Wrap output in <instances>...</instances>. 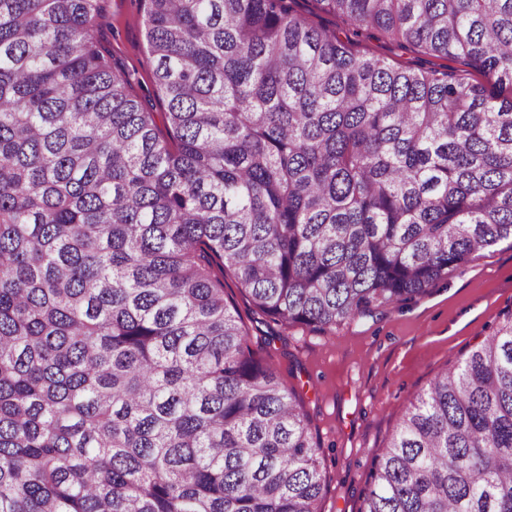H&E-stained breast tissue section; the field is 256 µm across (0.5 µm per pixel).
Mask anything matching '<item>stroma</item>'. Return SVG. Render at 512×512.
I'll list each match as a JSON object with an SVG mask.
<instances>
[{"label":"stroma","instance_id":"35a3bbf8","mask_svg":"<svg viewBox=\"0 0 512 512\" xmlns=\"http://www.w3.org/2000/svg\"><path fill=\"white\" fill-rule=\"evenodd\" d=\"M93 36L133 94L150 111H165L141 0H105ZM356 48L400 65L438 63L388 39L363 35ZM223 282L250 348L275 367L310 420L327 475L324 512H359L374 458L410 400L512 314V243L485 250L422 296L372 308L325 332L282 327L256 310L232 271Z\"/></svg>","mask_w":512,"mask_h":512}]
</instances>
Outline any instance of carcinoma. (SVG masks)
<instances>
[{"label": "carcinoma", "mask_w": 512, "mask_h": 512, "mask_svg": "<svg viewBox=\"0 0 512 512\" xmlns=\"http://www.w3.org/2000/svg\"><path fill=\"white\" fill-rule=\"evenodd\" d=\"M160 136L90 32L0 0V512H322L213 266L330 329L512 241V0H143ZM360 512H512V315L409 402ZM293 7L297 13L320 27L336 31L343 27L341 20L336 16L319 11L314 0H297L293 2ZM351 37L357 43V50L385 57L395 64L431 67L445 63V61L426 55L418 49H414L408 45L401 46L388 39H378L367 35L360 37H353L351 35Z\"/></svg>", "instance_id": "1"}]
</instances>
